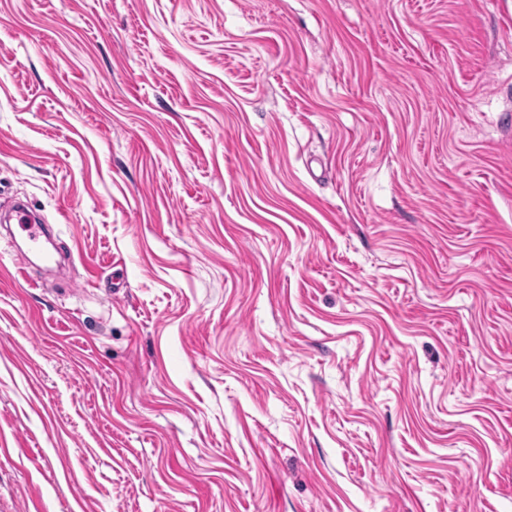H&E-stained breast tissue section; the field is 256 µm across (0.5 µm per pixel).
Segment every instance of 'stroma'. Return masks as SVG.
<instances>
[{
  "label": "stroma",
  "mask_w": 512,
  "mask_h": 512,
  "mask_svg": "<svg viewBox=\"0 0 512 512\" xmlns=\"http://www.w3.org/2000/svg\"><path fill=\"white\" fill-rule=\"evenodd\" d=\"M0 512H512V0H0ZM16 223L19 229L25 233L28 244L32 250H38L42 243V226L40 224H31L29 214L24 209L16 211Z\"/></svg>",
  "instance_id": "obj_1"
}]
</instances>
